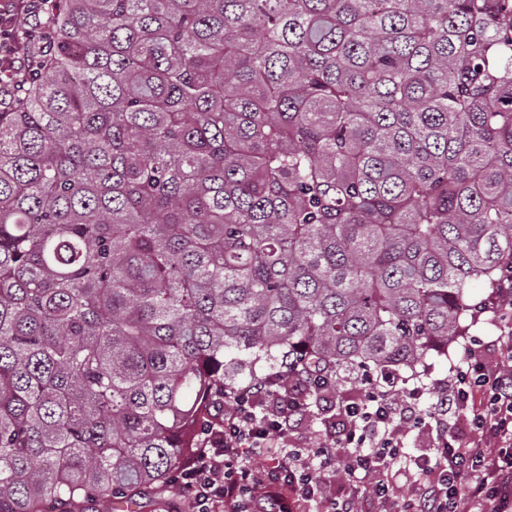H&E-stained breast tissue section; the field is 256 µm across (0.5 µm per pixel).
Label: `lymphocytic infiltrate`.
Masks as SVG:
<instances>
[{
	"label": "lymphocytic infiltrate",
	"mask_w": 512,
	"mask_h": 512,
	"mask_svg": "<svg viewBox=\"0 0 512 512\" xmlns=\"http://www.w3.org/2000/svg\"><path fill=\"white\" fill-rule=\"evenodd\" d=\"M54 13V0L0 9L1 110L51 52ZM501 350L493 363L471 348L453 370L429 415L432 455L404 497L394 496L389 470L405 436L421 425V391H363L345 405L338 436L286 450L279 446L283 424L307 410L311 387L285 374L275 390L258 383L225 391L223 425L208 426L173 483L187 490L189 512H307L314 501L321 512H361L358 493H327L333 471L349 484L372 477L378 512H512V335Z\"/></svg>",
	"instance_id": "f902f5d3"
}]
</instances>
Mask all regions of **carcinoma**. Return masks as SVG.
<instances>
[{"label": "carcinoma", "mask_w": 512, "mask_h": 512, "mask_svg": "<svg viewBox=\"0 0 512 512\" xmlns=\"http://www.w3.org/2000/svg\"><path fill=\"white\" fill-rule=\"evenodd\" d=\"M512 275V0H59L0 112V512L172 487L224 390L405 383Z\"/></svg>", "instance_id": "cac0c4a2"}]
</instances>
